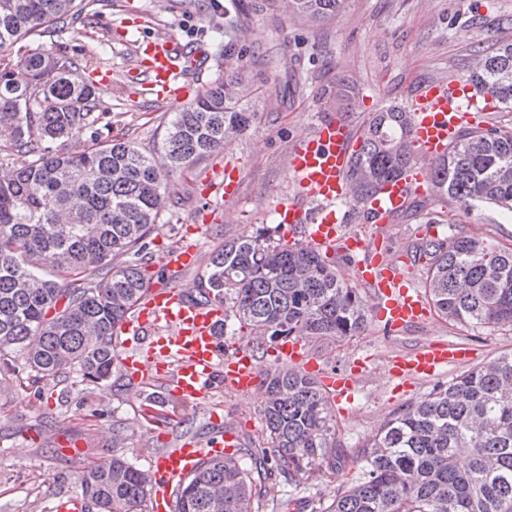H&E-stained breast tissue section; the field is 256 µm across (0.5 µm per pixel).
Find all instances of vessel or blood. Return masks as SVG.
I'll return each mask as SVG.
<instances>
[{
	"instance_id": "b4317fda",
	"label": "vessel or blood",
	"mask_w": 512,
	"mask_h": 512,
	"mask_svg": "<svg viewBox=\"0 0 512 512\" xmlns=\"http://www.w3.org/2000/svg\"><path fill=\"white\" fill-rule=\"evenodd\" d=\"M144 53L149 89L177 98L184 92L178 84L180 72L196 68L207 51L201 46L189 49L174 38L161 37L148 42ZM479 98L474 85L459 81L437 82L418 94L411 101L409 112L411 136L421 155L431 159L445 153ZM352 142L349 126L333 119L321 121L299 140L288 154L296 199L280 203L276 212L300 242L327 254L339 250L357 256L356 280L370 289L377 316L390 327L404 330L428 316V301L417 287L404 281L394 261L374 251L369 238L346 234L334 210L337 203L350 196L347 169ZM430 188L428 168L414 166L368 198L363 204L364 213L369 223H390L396 213L407 207L413 194ZM163 263L174 271L191 268L196 263V251L191 246L173 249L164 256ZM223 326L222 306L194 303L174 291H150L120 327L127 339L139 345L138 350L125 354L121 364L134 376L154 373L171 396L184 403L205 398L209 378L219 366L224 369L228 390L253 393L259 383L257 362L245 349L230 359H222L219 332ZM471 358L469 348L463 345L429 344L394 358L391 374L400 383L410 384ZM366 367V359L360 358L353 371L330 372L323 375L322 381L334 398L348 399ZM232 450V439L225 435L206 445L183 442L160 453L148 468L153 478L152 512H171L173 489L200 461Z\"/></svg>"
}]
</instances>
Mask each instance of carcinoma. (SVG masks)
<instances>
[{"instance_id":"cac0c4a2","label":"carcinoma","mask_w":512,"mask_h":512,"mask_svg":"<svg viewBox=\"0 0 512 512\" xmlns=\"http://www.w3.org/2000/svg\"><path fill=\"white\" fill-rule=\"evenodd\" d=\"M99 0H0V124L12 126L13 153L35 159L0 179V375L35 386L71 370L99 384L112 378V341L145 293L148 269L136 260L170 197L173 174L220 151L228 131L243 133L255 89L230 74L170 120L160 165L117 133L95 148L80 135L102 120L91 85L76 77L66 48L14 55L15 47L63 25ZM294 14L322 25L348 0H286ZM261 83L283 82L271 57ZM512 108V42L495 44L470 75ZM360 89L336 79L339 111ZM412 161L411 120L387 106L369 120L348 178L357 207ZM433 200L512 211V130L464 129L431 169ZM427 256L424 288L433 309L463 326L512 331V245L455 231L414 246ZM199 299L224 306V319L250 327L260 350L285 339L334 344L358 335L368 309L359 291L314 249L257 227L215 250ZM254 448L208 458L177 493L175 512H259L279 494L278 477L308 494L296 512H512V351L476 365L390 418L350 449L356 481L325 499L314 488L336 470L329 397L317 381L277 362L262 372ZM81 494L95 512H144L150 476L112 456L87 467Z\"/></svg>"}]
</instances>
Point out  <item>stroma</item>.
Wrapping results in <instances>:
<instances>
[{"label": "stroma", "instance_id": "35a3bbf8", "mask_svg": "<svg viewBox=\"0 0 512 512\" xmlns=\"http://www.w3.org/2000/svg\"><path fill=\"white\" fill-rule=\"evenodd\" d=\"M229 1L206 0L197 9L191 0H102L97 16H78L53 35L30 43L34 49L66 47L79 64L78 77L94 86L99 109L107 113L113 132L126 134L158 160L172 113L222 78L227 62L253 76L255 59L269 54L298 76V85L289 87L280 103L257 90L251 98L257 118L250 129L173 180V201L165 205L140 255L153 289L197 295L212 252L226 238L261 225L288 234V227L278 226L275 213L276 205L294 191L288 151L321 120L336 118L331 91L337 76H352L361 88L358 108L345 117L359 133L371 113L391 104L405 105L429 82L469 77L480 51L512 41V0H349L345 13L321 26L289 13L280 0L263 11L257 8L259 0H233L239 28L227 37L224 7ZM163 36L208 51V62L181 78L187 98L163 99L144 89L142 44ZM225 165L241 177L240 197L229 206L206 183L207 176ZM452 221L462 222L469 234L512 245V212L490 204L466 213L458 203L440 201L382 229L355 221L350 228L376 237L381 250L402 254V275L419 284L422 271L414 265L410 249L419 238L447 234ZM186 244L198 250L195 266L177 272L162 265L165 251ZM432 341L465 344L477 365L512 350V331L454 326L433 314L390 334L372 314L360 335L322 349L305 345L307 357L325 372L346 370L361 356L373 358L353 399L329 404L338 453L331 483L320 487L323 495L355 479L358 468L350 448L373 436L389 417L425 397L434 385L462 373V366H451L408 388L396 386L389 373L393 358ZM209 388L205 401L189 405L170 399L164 385L135 383L120 371L103 384L72 371L43 383L38 393L7 382L0 390V512H51L58 500L79 496L77 478L85 467L115 455L145 470L156 455L182 438L192 436L205 444L226 426L238 432L243 445L261 443L260 392L226 391L220 370ZM117 420L134 430L118 446L112 443ZM70 440L79 443L80 456L62 453Z\"/></svg>", "mask_w": 512, "mask_h": 512}]
</instances>
